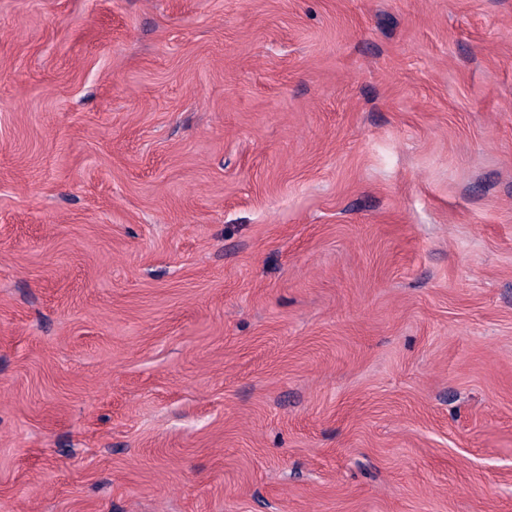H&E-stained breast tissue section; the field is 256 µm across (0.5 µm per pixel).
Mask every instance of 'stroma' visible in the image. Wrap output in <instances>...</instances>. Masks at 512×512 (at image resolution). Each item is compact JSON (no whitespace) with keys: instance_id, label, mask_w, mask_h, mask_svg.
Listing matches in <instances>:
<instances>
[{"instance_id":"1","label":"stroma","mask_w":512,"mask_h":512,"mask_svg":"<svg viewBox=\"0 0 512 512\" xmlns=\"http://www.w3.org/2000/svg\"><path fill=\"white\" fill-rule=\"evenodd\" d=\"M0 512H512V0H0Z\"/></svg>"}]
</instances>
